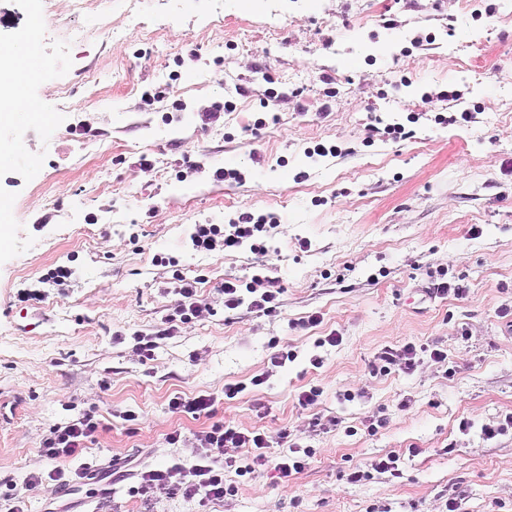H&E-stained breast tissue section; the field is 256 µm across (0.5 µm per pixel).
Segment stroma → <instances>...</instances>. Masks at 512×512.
<instances>
[{
	"label": "stroma",
	"mask_w": 512,
	"mask_h": 512,
	"mask_svg": "<svg viewBox=\"0 0 512 512\" xmlns=\"http://www.w3.org/2000/svg\"><path fill=\"white\" fill-rule=\"evenodd\" d=\"M92 21L69 0H0V43L30 45L25 99L52 117L0 123L21 156L0 167V512L33 474L27 512H192L127 490L143 468L192 465L216 419L272 442L255 475L226 471L236 492L210 512H512V427L483 434L512 416V0H112L108 29L73 38ZM450 87L460 100L423 98ZM463 110L473 122L434 120ZM378 119L411 137L385 140ZM244 212L279 216L267 252L192 250L194 225ZM59 265L71 287L41 284ZM176 271L198 312L142 361L134 337L172 313ZM255 273L279 288L277 316L225 313L221 284ZM441 273L465 297L436 294ZM407 344L429 350L384 367ZM282 349L295 359L269 367ZM196 394L213 417L171 411ZM86 413L97 471L63 489L50 471L81 461L40 443ZM304 450L280 479L275 463ZM388 456L398 474L371 470ZM356 466L368 477L347 482Z\"/></svg>",
	"instance_id": "35a3bbf8"
}]
</instances>
